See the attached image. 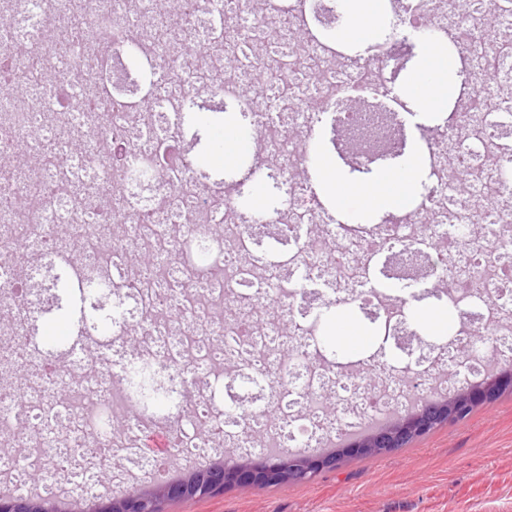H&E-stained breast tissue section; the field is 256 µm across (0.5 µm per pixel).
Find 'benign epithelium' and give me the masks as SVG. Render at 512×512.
Returning a JSON list of instances; mask_svg holds the SVG:
<instances>
[{"mask_svg": "<svg viewBox=\"0 0 512 512\" xmlns=\"http://www.w3.org/2000/svg\"><path fill=\"white\" fill-rule=\"evenodd\" d=\"M512 390V370L488 373L481 381L463 387L451 398L425 401L397 415L375 432L345 443L326 455L294 453L284 450L263 452L254 459L235 458L219 461L204 470H192L179 482L156 484L151 490L134 489L115 495L105 486L88 499L89 512H160L162 502L192 498L202 493H215L228 488H250L259 485H282L308 479L322 471L336 468L347 457H375L392 448H403L406 442L430 429L457 419L475 405ZM0 512H59L22 492L0 496Z\"/></svg>", "mask_w": 512, "mask_h": 512, "instance_id": "1", "label": "benign epithelium"}]
</instances>
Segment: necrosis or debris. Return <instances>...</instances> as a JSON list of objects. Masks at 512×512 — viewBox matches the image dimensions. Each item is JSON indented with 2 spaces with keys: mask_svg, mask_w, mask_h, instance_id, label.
Wrapping results in <instances>:
<instances>
[{
  "mask_svg": "<svg viewBox=\"0 0 512 512\" xmlns=\"http://www.w3.org/2000/svg\"><path fill=\"white\" fill-rule=\"evenodd\" d=\"M316 0H181L172 29L167 0H0L11 21L0 79L24 97L0 98V159L32 155L0 176V363L21 367L0 388V482L98 493L102 467L162 469L145 445L163 433L189 460L231 448H312L385 425L425 385L440 396L489 369L487 351L512 356V0H472L449 21L448 0H389L396 20L368 54L341 57L335 43L296 44ZM435 28L458 62L459 86L441 135H421L426 195L374 228L321 219L307 177L309 142L332 114L339 145L366 162L398 134L390 65L408 34ZM53 31L69 35L59 52ZM201 39L200 53L178 46ZM140 47L148 74L124 53ZM252 80L254 97L241 94ZM206 92L247 112L252 166L279 178L272 209L243 210L241 189L194 174L179 128L182 103ZM85 143L82 154L71 146ZM479 183L456 192L461 173ZM111 204H100L105 186ZM455 266H447L448 255ZM90 279L108 284L112 332L96 353L45 348L38 326ZM440 282L455 314L449 370L421 351L409 300L391 288ZM369 310L399 351L363 385L348 383L322 339L331 306ZM166 380L174 410L116 428L144 367ZM335 394L330 408L327 394ZM100 461L97 470L77 457Z\"/></svg>",
  "mask_w": 512,
  "mask_h": 512,
  "instance_id": "1",
  "label": "necrosis or debris"
}]
</instances>
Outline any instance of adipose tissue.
Listing matches in <instances>:
<instances>
[{
  "label": "adipose tissue",
  "mask_w": 512,
  "mask_h": 512,
  "mask_svg": "<svg viewBox=\"0 0 512 512\" xmlns=\"http://www.w3.org/2000/svg\"><path fill=\"white\" fill-rule=\"evenodd\" d=\"M379 15V0H356L354 9L347 13L343 29L358 49H366L376 39L375 21ZM431 62L421 64L406 84V96L414 102L428 98L436 112L448 108V74L453 60L443 46H435ZM419 180V168L403 164L397 167L374 169L365 181L349 184L343 182L335 167L324 166L322 187L336 199H343L348 191L359 195L361 207L367 210L407 208L414 196Z\"/></svg>",
  "instance_id": "ef3b65f1"
}]
</instances>
